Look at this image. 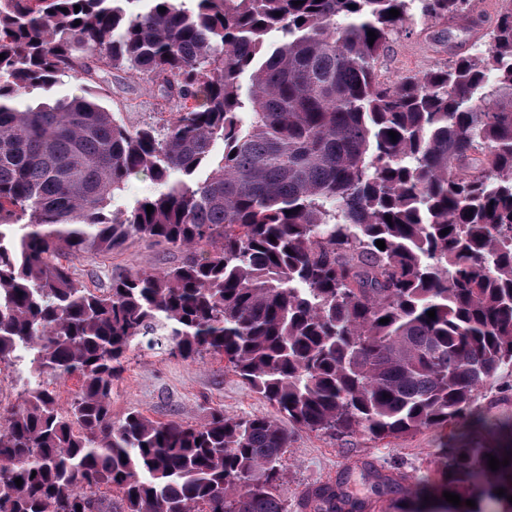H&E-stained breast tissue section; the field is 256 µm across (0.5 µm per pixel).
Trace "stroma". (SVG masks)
<instances>
[{
    "instance_id": "stroma-1",
    "label": "stroma",
    "mask_w": 512,
    "mask_h": 512,
    "mask_svg": "<svg viewBox=\"0 0 512 512\" xmlns=\"http://www.w3.org/2000/svg\"><path fill=\"white\" fill-rule=\"evenodd\" d=\"M443 30L450 32L456 43L463 41L482 50L489 43L487 27L413 14L386 43L378 62L380 81L392 84L451 63V50L435 42ZM101 103L132 129L158 122L161 117V102L151 86L125 74L113 80ZM179 257V251L162 252L135 239L121 251L87 254L76 259L74 265L82 271L115 274L136 269L159 271L176 264ZM477 406L488 422L512 418V372H500L493 383L481 388ZM213 408L235 417L277 414L274 406L255 394L222 358L212 355L192 361L136 349L128 353L112 385V416L116 419L136 409L156 422L197 424ZM461 444L459 429L453 425L423 428L404 439H372L359 433L335 435L298 428L292 430L283 456L286 483L282 496L288 512H298L307 491L338 481L345 494L363 503L364 512H387L390 500L377 493L372 473L401 481L411 495H431L442 452Z\"/></svg>"
}]
</instances>
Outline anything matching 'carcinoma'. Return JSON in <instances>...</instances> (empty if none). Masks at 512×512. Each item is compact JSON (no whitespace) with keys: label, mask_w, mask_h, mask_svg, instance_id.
Returning <instances> with one entry per match:
<instances>
[{"label":"carcinoma","mask_w":512,"mask_h":512,"mask_svg":"<svg viewBox=\"0 0 512 512\" xmlns=\"http://www.w3.org/2000/svg\"><path fill=\"white\" fill-rule=\"evenodd\" d=\"M194 2L0 0V366L26 371L0 412V512H104L103 487L123 512H287L288 427L456 424L512 371V0L485 51L388 87L377 64L411 7L470 0ZM116 73L171 119L122 124L89 85ZM63 77L71 98L23 104ZM140 172L157 189L114 207ZM133 238L181 258L87 287L73 260ZM135 347L224 357L288 425L112 418ZM73 377L63 407L50 380ZM439 472L440 495L505 502L512 444L455 448ZM385 488L396 512H483ZM346 502L361 510L319 486L302 508Z\"/></svg>","instance_id":"1"}]
</instances>
